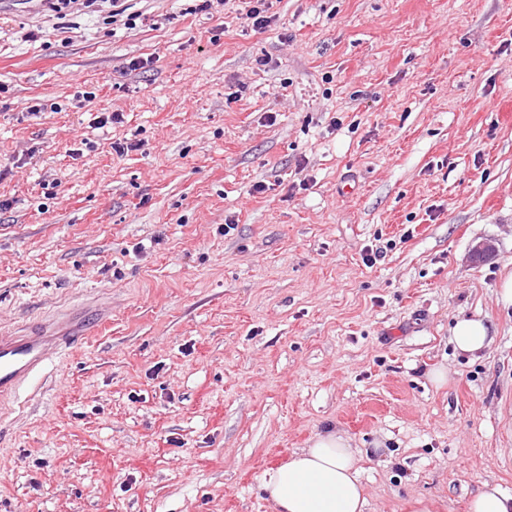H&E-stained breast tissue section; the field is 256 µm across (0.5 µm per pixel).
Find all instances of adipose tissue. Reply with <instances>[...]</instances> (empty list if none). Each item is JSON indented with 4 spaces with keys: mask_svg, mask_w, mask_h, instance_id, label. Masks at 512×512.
<instances>
[{
    "mask_svg": "<svg viewBox=\"0 0 512 512\" xmlns=\"http://www.w3.org/2000/svg\"><path fill=\"white\" fill-rule=\"evenodd\" d=\"M362 451L348 437L328 430L309 447L265 471L260 488L271 512H365L366 489L359 479Z\"/></svg>",
    "mask_w": 512,
    "mask_h": 512,
    "instance_id": "obj_1",
    "label": "adipose tissue"
}]
</instances>
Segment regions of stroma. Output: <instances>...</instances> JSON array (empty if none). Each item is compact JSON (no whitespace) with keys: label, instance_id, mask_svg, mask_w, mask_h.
I'll return each instance as SVG.
<instances>
[{"label":"stroma","instance_id":"35a3bbf8","mask_svg":"<svg viewBox=\"0 0 512 512\" xmlns=\"http://www.w3.org/2000/svg\"><path fill=\"white\" fill-rule=\"evenodd\" d=\"M196 4L0 0V328L102 322L0 414V512H271L330 428L366 512L512 493V0ZM37 2H40L43 11L53 12L57 18H63L75 4L82 6L86 12L95 13L102 12L106 3L114 7V3L118 0H38ZM244 19L253 30H265L274 21L275 15H268L272 6L271 0H247ZM452 341L460 351L475 354L489 345L488 327L478 317L459 319L452 330Z\"/></svg>","mask_w":512,"mask_h":512}]
</instances>
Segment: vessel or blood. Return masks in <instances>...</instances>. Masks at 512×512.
<instances>
[{
    "mask_svg": "<svg viewBox=\"0 0 512 512\" xmlns=\"http://www.w3.org/2000/svg\"><path fill=\"white\" fill-rule=\"evenodd\" d=\"M92 331L71 312L35 318L0 333V409L15 402L22 388L79 345Z\"/></svg>",
    "mask_w": 512,
    "mask_h": 512,
    "instance_id": "b4317fda",
    "label": "vessel or blood"
}]
</instances>
